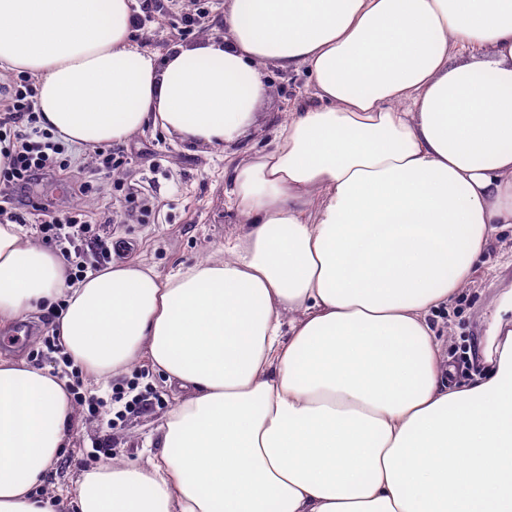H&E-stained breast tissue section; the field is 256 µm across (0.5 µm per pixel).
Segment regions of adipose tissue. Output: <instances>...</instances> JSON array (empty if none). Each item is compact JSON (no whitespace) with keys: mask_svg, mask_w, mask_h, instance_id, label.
I'll return each instance as SVG.
<instances>
[{"mask_svg":"<svg viewBox=\"0 0 512 512\" xmlns=\"http://www.w3.org/2000/svg\"><path fill=\"white\" fill-rule=\"evenodd\" d=\"M136 0H0V70L35 78L64 144L156 125L191 147L256 123L265 72L306 68L271 150L236 160L242 232L162 277L70 280L0 222V325L63 302L93 381L147 361L178 391L160 449L56 490L61 512H512V296L474 380L431 323L512 224V0H224L223 31L165 57ZM66 375L0 357V512L35 492L73 416Z\"/></svg>","mask_w":512,"mask_h":512,"instance_id":"1","label":"adipose tissue"}]
</instances>
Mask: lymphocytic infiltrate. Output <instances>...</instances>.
Listing matches in <instances>:
<instances>
[{"instance_id": "lymphocytic-infiltrate-1", "label": "lymphocytic infiltrate", "mask_w": 512, "mask_h": 512, "mask_svg": "<svg viewBox=\"0 0 512 512\" xmlns=\"http://www.w3.org/2000/svg\"><path fill=\"white\" fill-rule=\"evenodd\" d=\"M8 125L13 132L9 163L0 169V198L13 207L10 222L22 224L27 215L38 216L41 242L60 251L72 279L81 278L87 269L106 267L112 261V239L104 233L105 224L112 221L110 215L93 218L79 208L59 212L24 195L28 187L69 166L64 145L40 127L36 87L28 76L0 88V128ZM147 376V371L137 369L113 384L108 402L116 420L144 408L141 384Z\"/></svg>"}]
</instances>
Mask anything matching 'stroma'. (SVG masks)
I'll use <instances>...</instances> for the list:
<instances>
[{
	"mask_svg": "<svg viewBox=\"0 0 512 512\" xmlns=\"http://www.w3.org/2000/svg\"><path fill=\"white\" fill-rule=\"evenodd\" d=\"M222 2L211 0H150L141 12L135 40L139 46L165 56L176 42L190 43L222 31ZM267 95L255 127L235 142L221 147L189 148L161 128L149 127L132 140L113 145L122 164L115 171L111 194L77 196L69 177L40 182L38 196L51 199L57 209L81 206L89 214L111 213L105 230L121 247L114 261H135L168 275L183 266L224 255V242L241 231L235 210L224 203V187L236 158L245 152L272 148L280 121L289 108L311 95L305 69L266 72ZM148 199V213H141L133 200ZM512 291V224L507 225L474 267L468 284L448 309L438 311L433 322L447 336L446 354L455 366V382L469 380L479 369V359L469 351L483 336L486 323L499 299ZM31 336L21 344L0 334V356L16 357L35 367H53L43 355V339L55 322L37 311L27 318ZM146 409L110 425L109 414L89 416L75 410L64 431L65 451L45 475L38 490L50 493L60 484H70L86 470L112 461L139 465L158 449V428L176 397L159 369L148 378Z\"/></svg>",
	"mask_w": 512,
	"mask_h": 512,
	"instance_id": "obj_1",
	"label": "stroma"
}]
</instances>
